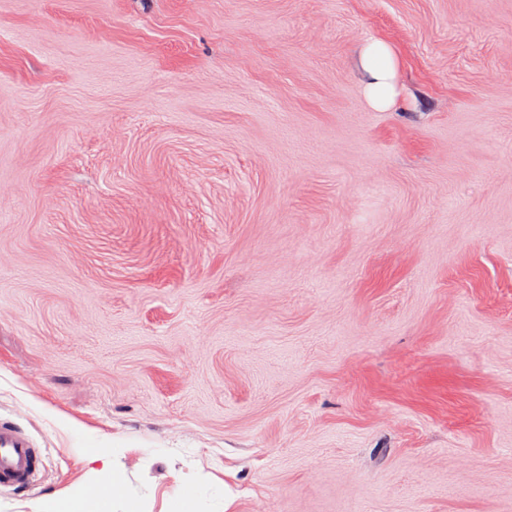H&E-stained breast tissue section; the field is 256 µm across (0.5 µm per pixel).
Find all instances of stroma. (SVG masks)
Here are the masks:
<instances>
[{"mask_svg": "<svg viewBox=\"0 0 512 512\" xmlns=\"http://www.w3.org/2000/svg\"><path fill=\"white\" fill-rule=\"evenodd\" d=\"M0 419V512H512V0H0ZM360 63L370 106L376 110L389 109L397 95L398 61L394 48L385 41L370 40L361 48ZM41 464L35 440L15 423L0 420V489H35ZM112 464L107 459L111 448H83L86 455L92 460H102V468L97 470L100 477L91 480L83 488L81 492L75 495H71L66 498H56L49 500L36 508L37 512H95L98 505L94 503L89 493L92 489L106 488L108 490L107 495L102 489H97L92 492V495L96 499H103L105 496V504L108 506L112 502V506L115 502L119 501L126 488V474L125 472L114 462L117 448L112 443ZM198 497V484L193 480H185L178 485L169 504V512H191L188 510Z\"/></svg>", "mask_w": 512, "mask_h": 512, "instance_id": "1", "label": "stroma"}]
</instances>
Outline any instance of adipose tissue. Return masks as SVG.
Instances as JSON below:
<instances>
[{"mask_svg":"<svg viewBox=\"0 0 512 512\" xmlns=\"http://www.w3.org/2000/svg\"><path fill=\"white\" fill-rule=\"evenodd\" d=\"M360 63L365 74V93L370 106L377 110L389 109L397 95V55L389 43L382 40L366 42L360 52ZM91 460L101 461L99 476L87 484L78 494L56 498L38 506L37 512H96L97 505L90 497V490L103 488L109 502L119 501L126 488V474L109 462V449L90 448L86 451Z\"/></svg>","mask_w":512,"mask_h":512,"instance_id":"1","label":"adipose tissue"}]
</instances>
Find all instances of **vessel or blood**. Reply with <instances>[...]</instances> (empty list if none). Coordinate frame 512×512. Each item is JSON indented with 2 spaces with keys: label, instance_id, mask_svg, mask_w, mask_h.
Segmentation results:
<instances>
[{
  "label": "vessel or blood",
  "instance_id": "vessel-or-blood-1",
  "mask_svg": "<svg viewBox=\"0 0 512 512\" xmlns=\"http://www.w3.org/2000/svg\"><path fill=\"white\" fill-rule=\"evenodd\" d=\"M41 464L35 440L15 423L0 420V489H35Z\"/></svg>",
  "mask_w": 512,
  "mask_h": 512
}]
</instances>
